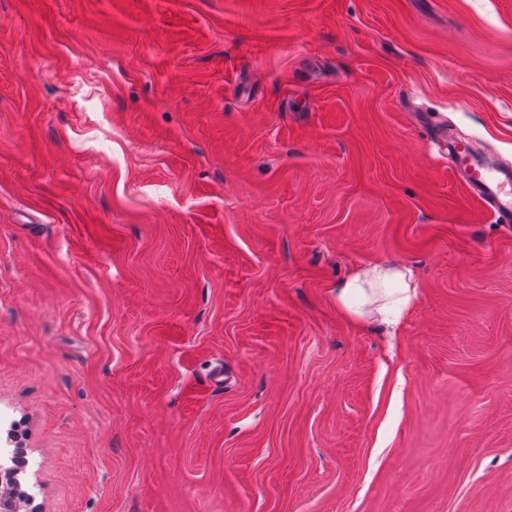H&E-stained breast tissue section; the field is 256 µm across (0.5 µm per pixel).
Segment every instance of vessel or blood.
<instances>
[{
    "mask_svg": "<svg viewBox=\"0 0 512 512\" xmlns=\"http://www.w3.org/2000/svg\"><path fill=\"white\" fill-rule=\"evenodd\" d=\"M448 151L456 155L466 186L493 210L497 221L511 224L512 170L489 165L460 142H449Z\"/></svg>",
    "mask_w": 512,
    "mask_h": 512,
    "instance_id": "obj_1",
    "label": "vessel or blood"
}]
</instances>
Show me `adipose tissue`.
I'll return each mask as SVG.
<instances>
[{
    "instance_id": "adipose-tissue-1",
    "label": "adipose tissue",
    "mask_w": 512,
    "mask_h": 512,
    "mask_svg": "<svg viewBox=\"0 0 512 512\" xmlns=\"http://www.w3.org/2000/svg\"><path fill=\"white\" fill-rule=\"evenodd\" d=\"M411 267L373 263L355 267L336 285V302L353 317L370 316L381 325L397 327L405 308L417 293Z\"/></svg>"
}]
</instances>
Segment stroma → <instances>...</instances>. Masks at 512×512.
I'll return each mask as SVG.
<instances>
[{
    "mask_svg": "<svg viewBox=\"0 0 512 512\" xmlns=\"http://www.w3.org/2000/svg\"><path fill=\"white\" fill-rule=\"evenodd\" d=\"M441 127L512 165V0H0L41 512H512V228ZM375 262L418 272L393 332L334 296Z\"/></svg>",
    "mask_w": 512,
    "mask_h": 512,
    "instance_id": "obj_1",
    "label": "stroma"
}]
</instances>
